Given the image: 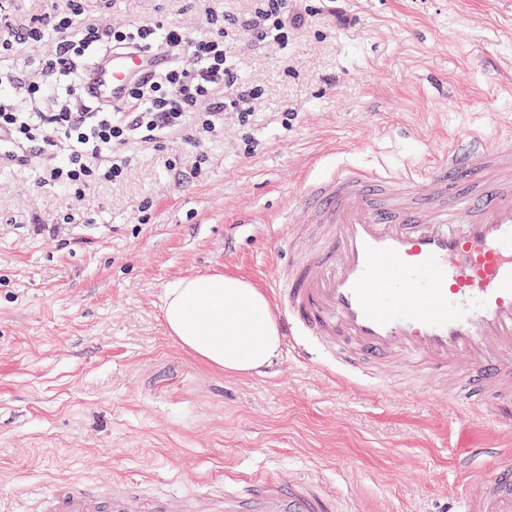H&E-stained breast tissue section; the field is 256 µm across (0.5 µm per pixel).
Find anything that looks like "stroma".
Wrapping results in <instances>:
<instances>
[{"label": "stroma", "instance_id": "obj_1", "mask_svg": "<svg viewBox=\"0 0 512 512\" xmlns=\"http://www.w3.org/2000/svg\"><path fill=\"white\" fill-rule=\"evenodd\" d=\"M349 25L315 17L286 49L246 55L265 84L249 128L162 148L131 146L121 184L83 199L0 166V512L67 479L107 493L205 492L225 470L311 477L342 512H433L481 467L470 448L512 430L465 417L434 380L418 394L333 377L283 349L264 374L232 376L169 336L168 288L232 272L266 288L287 200L339 165L395 168L470 130H512V0H346ZM97 20H172L203 34L191 0H90ZM253 151H246V143ZM196 177L174 180L170 162ZM263 216L241 224L237 216ZM77 224L58 236L37 224Z\"/></svg>", "mask_w": 512, "mask_h": 512}]
</instances>
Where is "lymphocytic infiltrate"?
I'll return each instance as SVG.
<instances>
[{
  "mask_svg": "<svg viewBox=\"0 0 512 512\" xmlns=\"http://www.w3.org/2000/svg\"><path fill=\"white\" fill-rule=\"evenodd\" d=\"M322 7L293 12L289 0H249L245 10L202 4L206 34L148 19L133 25L91 21L85 0L47 6L27 20L0 7V164L37 169L43 183L81 195L86 187L125 180L131 145L164 144L192 132L215 136L226 114L250 125L265 95L243 78L237 55L286 47L289 35ZM51 39L36 63L18 67L16 52ZM135 49L162 56L165 65L135 82L123 103L99 107L82 93L96 55Z\"/></svg>",
  "mask_w": 512,
  "mask_h": 512,
  "instance_id": "obj_1",
  "label": "lymphocytic infiltrate"
}]
</instances>
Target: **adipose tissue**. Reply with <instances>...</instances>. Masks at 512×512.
<instances>
[{
    "instance_id": "1",
    "label": "adipose tissue",
    "mask_w": 512,
    "mask_h": 512,
    "mask_svg": "<svg viewBox=\"0 0 512 512\" xmlns=\"http://www.w3.org/2000/svg\"><path fill=\"white\" fill-rule=\"evenodd\" d=\"M163 316L169 335L187 351L231 375L261 373L281 348L268 297L239 275L178 280L167 291Z\"/></svg>"
}]
</instances>
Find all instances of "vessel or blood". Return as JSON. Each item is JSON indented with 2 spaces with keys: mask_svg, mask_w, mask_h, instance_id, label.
<instances>
[{
  "mask_svg": "<svg viewBox=\"0 0 512 512\" xmlns=\"http://www.w3.org/2000/svg\"><path fill=\"white\" fill-rule=\"evenodd\" d=\"M160 58L115 53L86 79L89 96L118 104ZM289 208L268 282L302 356L338 375L386 379L416 392L436 377L464 414L512 424V138L465 132L438 157L394 174L339 166L305 182ZM492 471L454 496L448 512H512V453L468 449L464 465ZM26 512H339L314 481L224 476V491L148 497L137 482L105 499L78 483L38 494Z\"/></svg>",
  "mask_w": 512,
  "mask_h": 512,
  "instance_id": "obj_1",
  "label": "vessel or blood"
}]
</instances>
